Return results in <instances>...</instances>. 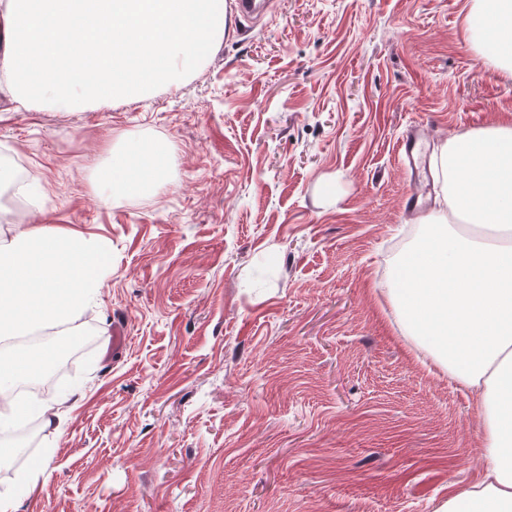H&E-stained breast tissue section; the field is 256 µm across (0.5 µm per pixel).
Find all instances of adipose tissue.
<instances>
[{
	"label": "adipose tissue",
	"instance_id": "ef3b65f1",
	"mask_svg": "<svg viewBox=\"0 0 512 512\" xmlns=\"http://www.w3.org/2000/svg\"><path fill=\"white\" fill-rule=\"evenodd\" d=\"M467 42L512 77V0H472ZM224 38V0H0V78L10 103L109 106L179 88ZM433 211L394 266L391 298L403 335L470 391L485 425L479 479L435 512H512V124L465 131L432 150ZM168 144L126 141L97 173L102 198L159 192ZM105 245L32 224L0 230V337L82 310ZM51 361L43 346L0 360V425L13 385Z\"/></svg>",
	"mask_w": 512,
	"mask_h": 512
}]
</instances>
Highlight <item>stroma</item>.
<instances>
[{"mask_svg":"<svg viewBox=\"0 0 512 512\" xmlns=\"http://www.w3.org/2000/svg\"><path fill=\"white\" fill-rule=\"evenodd\" d=\"M471 2L277 0L179 89L0 110V160L31 187L0 188V220L109 247L46 340L93 346L0 429L29 438L0 459V512H435L474 483L478 413L387 294L423 230L402 134L512 122V78L464 39ZM135 137L173 146L167 186L102 199L97 169Z\"/></svg>","mask_w":512,"mask_h":512,"instance_id":"35a3bbf8","label":"stroma"}]
</instances>
